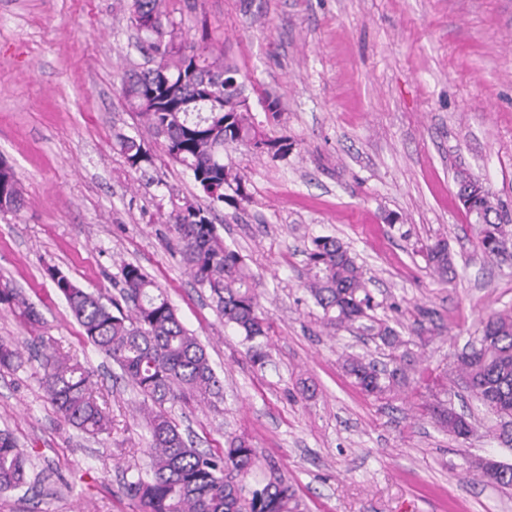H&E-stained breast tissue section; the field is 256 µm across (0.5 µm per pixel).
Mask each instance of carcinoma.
I'll return each mask as SVG.
<instances>
[{
    "label": "carcinoma",
    "mask_w": 512,
    "mask_h": 512,
    "mask_svg": "<svg viewBox=\"0 0 512 512\" xmlns=\"http://www.w3.org/2000/svg\"><path fill=\"white\" fill-rule=\"evenodd\" d=\"M132 20L139 33L138 48L151 51L158 70H131L121 91L130 108L153 133L167 143L171 159L193 175L209 205L196 212L178 207L166 223L175 233L181 261L194 281L210 292L224 325L249 344L255 362L267 356L269 325L261 309L258 283L246 258L224 244L212 210L231 190L246 198L244 176L224 163V146L262 148L275 156L288 155L286 139H271L261 130L253 113L241 107L245 84L224 86V78H238L239 71L218 60L210 62L205 48L191 41H176L178 24L165 10V0H131ZM199 59L201 73L212 82L210 92L224 98V111L207 112L204 91L190 74L187 53ZM125 160L152 156L144 141L123 136L118 142ZM480 180L460 176L458 189L470 190L471 207L464 209L468 222L479 224V246L489 258L505 250L507 232ZM24 204L19 182L11 166L0 165V213L16 212ZM428 266L440 276L453 271L448 241L438 239L425 247ZM305 289L321 309L323 326L373 337L391 351L393 367L378 366L364 356L348 355L342 367L368 395L394 392L406 380L413 361L409 342L375 310L378 304L367 287L361 267L348 246L331 236L316 237L307 251ZM58 292L66 300L83 334L111 357L138 389L150 434L147 476L127 482L126 494L139 501L142 512H304L305 504L295 485L277 468L264 465L252 442L234 436L221 455L192 447L165 405L190 397L202 401L223 398L224 385L212 367L205 346L182 324L165 291L138 265L120 266L121 299L109 303L101 295L79 287L58 267L47 269ZM0 305L20 312L33 327L42 323L38 311L24 295L7 285L0 288ZM21 354L12 341L0 338V371L15 370ZM40 385L65 423L89 435L108 430L109 418L93 396L92 372L62 355L54 347L41 361ZM456 371L465 389L501 419H512V311L493 313L484 322L482 335L470 350L457 355ZM438 421L448 434L467 440L472 423L453 407L439 410ZM30 461L14 437L0 431V492L27 488L37 482L29 475ZM266 469L261 481L248 478Z\"/></svg>",
    "instance_id": "cac0c4a2"
}]
</instances>
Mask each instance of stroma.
Wrapping results in <instances>:
<instances>
[{
    "label": "stroma",
    "instance_id": "obj_1",
    "mask_svg": "<svg viewBox=\"0 0 512 512\" xmlns=\"http://www.w3.org/2000/svg\"><path fill=\"white\" fill-rule=\"evenodd\" d=\"M129 0H0V156L25 198L0 213V284L42 316L37 328L0 306V337L27 351L36 337L90 367L111 427L92 439L64 425L39 386L36 361L0 371V429L46 481L40 495L0 492V512H140L123 482L144 466L143 399L89 343L46 273L55 265L86 291L112 296L122 263L167 293L224 381L214 405L169 414L196 448L232 436L299 490L307 512H512V490L479 477L476 460L512 465L501 425L452 377L454 354L486 318L512 310V257L488 259L456 198V176L480 179L512 231V0H168L185 38L208 34L246 79L257 120L274 96L286 158L224 149L250 199L221 205L216 224L247 258L271 325L267 358L252 362L208 292L189 275L166 222L172 202L203 203L121 94L144 66ZM143 138L154 164L132 170L120 136ZM397 223H388V214ZM317 236L346 243L378 308L416 361L406 383L376 398L342 368L348 353L389 351L331 336L302 287ZM444 238L446 284L423 250ZM314 394L302 395L301 380ZM470 415L462 440L435 420L439 403Z\"/></svg>",
    "mask_w": 512,
    "mask_h": 512
}]
</instances>
